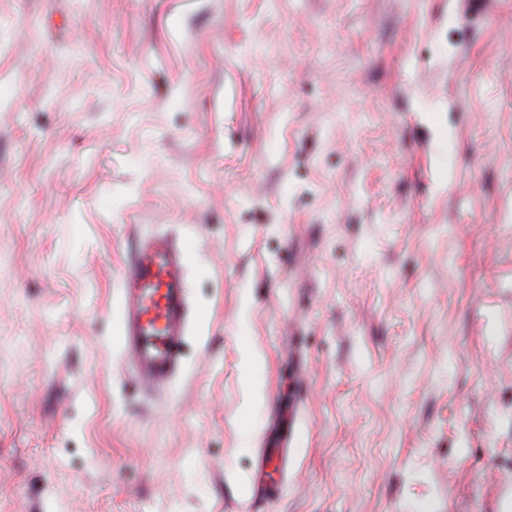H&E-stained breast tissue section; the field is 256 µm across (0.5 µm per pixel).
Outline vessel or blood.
I'll use <instances>...</instances> for the list:
<instances>
[{
  "label": "vessel or blood",
  "instance_id": "b4317fda",
  "mask_svg": "<svg viewBox=\"0 0 512 512\" xmlns=\"http://www.w3.org/2000/svg\"><path fill=\"white\" fill-rule=\"evenodd\" d=\"M203 317L189 306L185 249L165 234L140 240L121 277L119 326L139 385L162 386L179 371L189 325Z\"/></svg>",
  "mask_w": 512,
  "mask_h": 512
}]
</instances>
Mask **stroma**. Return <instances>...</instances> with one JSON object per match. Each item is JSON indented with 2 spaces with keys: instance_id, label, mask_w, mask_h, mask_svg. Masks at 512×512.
Listing matches in <instances>:
<instances>
[{
  "instance_id": "stroma-1",
  "label": "stroma",
  "mask_w": 512,
  "mask_h": 512,
  "mask_svg": "<svg viewBox=\"0 0 512 512\" xmlns=\"http://www.w3.org/2000/svg\"><path fill=\"white\" fill-rule=\"evenodd\" d=\"M1 44L0 512H512V0H0ZM151 232L206 313L159 392ZM205 315L189 306L186 249L165 234L140 240L121 277L119 326L139 385L160 387L179 371L189 325Z\"/></svg>"
}]
</instances>
